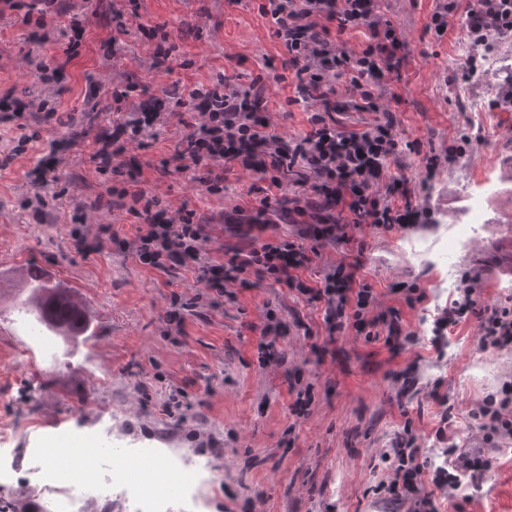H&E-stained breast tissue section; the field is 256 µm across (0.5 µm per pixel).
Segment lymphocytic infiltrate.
Wrapping results in <instances>:
<instances>
[{
	"label": "lymphocytic infiltrate",
	"instance_id": "1",
	"mask_svg": "<svg viewBox=\"0 0 512 512\" xmlns=\"http://www.w3.org/2000/svg\"><path fill=\"white\" fill-rule=\"evenodd\" d=\"M382 5L383 0H262L259 14L272 24L281 68L293 76L291 101L311 113L307 131L291 139L276 132L264 75H257L245 90L229 75L211 89L186 85L182 91L190 111L180 122L187 133L162 160L159 174L192 175L211 196L223 194L230 174L250 171L259 183L262 205L284 206L289 223L300 225L315 241L345 242L366 225L391 229L428 223V210L412 201L410 179L389 173L386 163L411 153L419 157L429 181L464 153L465 144L454 142L436 152L423 150L418 141H402L400 118L384 99L401 80L412 50L402 32L385 20ZM456 22L473 47L467 74L481 76L484 53L495 50L503 35H512V0H437L425 31L439 42ZM354 31L366 37L357 53L345 45ZM164 120L160 107L144 108L114 130L102 131L90 155L97 172L123 178L124 187L108 188L106 204L140 219L134 242L120 239L106 226L93 237L79 226L71 237L85 253L130 245L140 262L153 269L197 270L206 290L220 297L225 284L244 278L247 268L232 257L210 260L205 248L209 238L194 212L171 215L159 209L157 198L142 185V162L128 149L132 140L154 137ZM290 185L298 187V194L287 195ZM263 253L267 278L325 301L329 333L350 329L359 336L415 339V332L403 330L399 309L376 311L373 289L358 278L359 262H340L326 275L323 287L314 288L302 274L317 249L278 239L264 243ZM481 281L480 271L463 275L455 298L436 319L434 333L443 335L474 318L482 349H511L512 306L486 303ZM474 416L482 434L479 445L445 449L434 490L422 483L419 448L411 434L394 449L390 477L381 490L392 501H412L413 512H439V498H457L464 481H478L489 467V449L512 443V383L484 399Z\"/></svg>",
	"mask_w": 512,
	"mask_h": 512
}]
</instances>
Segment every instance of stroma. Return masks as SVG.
<instances>
[{"label": "stroma", "instance_id": "stroma-1", "mask_svg": "<svg viewBox=\"0 0 512 512\" xmlns=\"http://www.w3.org/2000/svg\"><path fill=\"white\" fill-rule=\"evenodd\" d=\"M20 9L0 16V95L21 100L44 98L56 117L49 123L25 118L24 129L0 123V268L23 271L31 265L55 269L63 284L86 301L93 336L63 339L49 335L51 365L35 361L19 307L21 288L0 287V452L22 454L38 445L70 442L99 432L112 448L147 445L161 462L200 458L213 479L201 493L208 512H410V503L387 502L378 486L388 477L384 453L404 427L421 448L424 470L440 464L442 448L475 445L478 423L469 412L512 378V350L492 353L478 345V323L469 320L445 333L441 345L422 335L450 296L445 280H459L473 267L484 272V299L512 304V279L500 266L512 259V112L488 108L497 96L494 75L464 80L465 42L460 27L433 41L424 25L436 0H388L385 12L409 41L413 56L394 90L402 100V138L425 148H441L460 136L471 144L465 155L442 170L420 203L432 220L405 229L364 228L353 241L320 247L304 276L319 285L339 262L359 260L360 278L377 294L379 308H398L404 326L418 332L415 344L396 347L354 331L326 332L325 306L266 279L244 287L224 286L218 305L194 306L203 285L192 272L162 273L142 264L134 250L84 254L71 239L74 225L97 232L100 225L134 240L140 221L107 207L91 208L113 185V175L84 164L93 136H71V110L98 99L99 123L111 126L117 111H132L151 98H165L174 81L212 85L235 67L239 87H247L278 49L270 24L257 11L259 0H73L68 13L52 18L51 40L33 37ZM123 15L122 25L112 21ZM83 28L74 41L72 25ZM170 35L173 70L153 69L155 27ZM66 66L63 82L39 80V61ZM139 88L115 104L113 89L124 88L128 73ZM291 81L269 85L273 120L285 136L305 132L309 114L287 103ZM166 100L169 120L156 138L132 143V154L154 164L183 136L177 116L186 107ZM34 135L26 153L11 157L20 134ZM72 137L70 160L48 186L32 184L30 171L52 142ZM491 176L505 191L486 204L474 237L448 240L446 263L422 264L406 257L408 242L436 238L457 215L461 198ZM145 179L160 207L195 211L219 219L244 208L256 213V179L237 171L223 197H206L190 175ZM418 288L421 299L405 303L391 287ZM185 304L182 333L168 332L172 302ZM282 324L280 335L262 336L268 315ZM273 344L287 351L286 363L261 355ZM450 396L441 406L432 394ZM491 466L478 487H466L440 512H512V444L490 449Z\"/></svg>", "mask_w": 512, "mask_h": 512}]
</instances>
